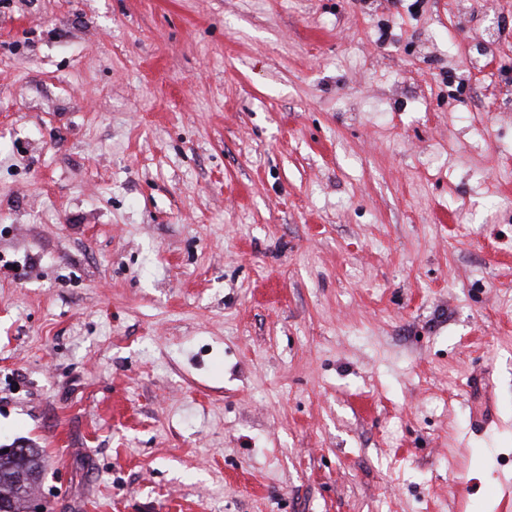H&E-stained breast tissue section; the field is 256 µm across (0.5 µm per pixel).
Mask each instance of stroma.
Masks as SVG:
<instances>
[{"label":"stroma","mask_w":512,"mask_h":512,"mask_svg":"<svg viewBox=\"0 0 512 512\" xmlns=\"http://www.w3.org/2000/svg\"><path fill=\"white\" fill-rule=\"evenodd\" d=\"M54 512H512V0H0V447ZM28 458L24 467H20L9 457L0 456V493L2 491V477L14 476L27 485H37L42 475L43 459L38 448H27Z\"/></svg>","instance_id":"1"}]
</instances>
